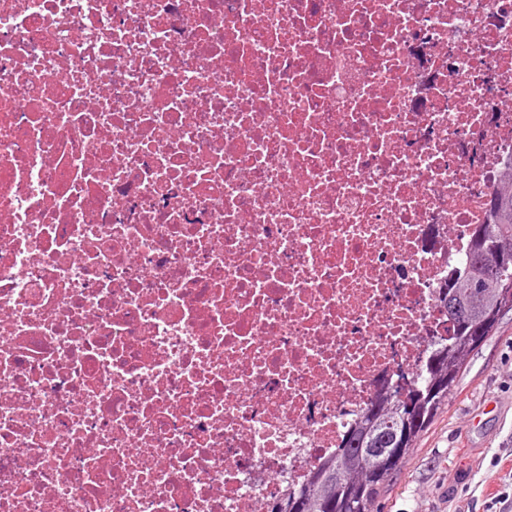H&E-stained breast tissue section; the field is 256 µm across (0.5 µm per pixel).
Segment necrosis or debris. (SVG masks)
Here are the masks:
<instances>
[{
    "mask_svg": "<svg viewBox=\"0 0 512 512\" xmlns=\"http://www.w3.org/2000/svg\"><path fill=\"white\" fill-rule=\"evenodd\" d=\"M512 153V0H0V512H264Z\"/></svg>",
    "mask_w": 512,
    "mask_h": 512,
    "instance_id": "necrosis-or-debris-1",
    "label": "necrosis or debris"
}]
</instances>
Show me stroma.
I'll use <instances>...</instances> for the list:
<instances>
[{"mask_svg": "<svg viewBox=\"0 0 512 512\" xmlns=\"http://www.w3.org/2000/svg\"><path fill=\"white\" fill-rule=\"evenodd\" d=\"M380 510L512 512V315L468 357Z\"/></svg>", "mask_w": 512, "mask_h": 512, "instance_id": "obj_1", "label": "stroma"}]
</instances>
